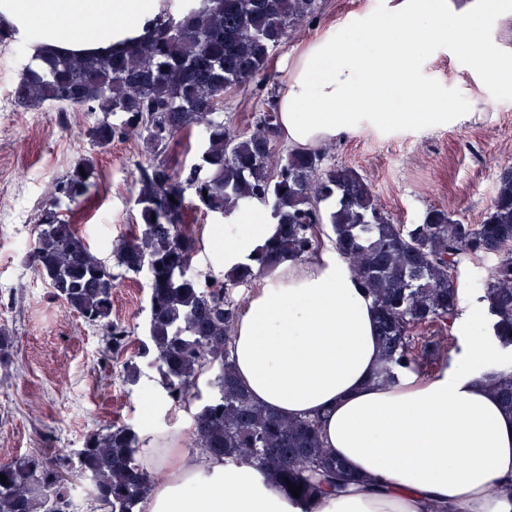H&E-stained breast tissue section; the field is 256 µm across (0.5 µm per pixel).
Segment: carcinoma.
<instances>
[{"label":"carcinoma","instance_id":"obj_1","mask_svg":"<svg viewBox=\"0 0 512 512\" xmlns=\"http://www.w3.org/2000/svg\"><path fill=\"white\" fill-rule=\"evenodd\" d=\"M320 0H200L181 14L165 12L143 40L99 54L54 55L34 69L23 65L13 98L23 106L52 102L102 114L89 130L105 149L136 137L151 161L140 171L136 224L141 234L111 244L125 273L147 274L150 318L140 358L155 369L174 406L199 400L191 446L227 463L248 462L265 472L288 499L314 512L328 490L354 479L324 448L318 422L284 418L259 405L236 376L231 333L240 304L233 290L252 287L261 271L319 251L328 235L373 300L380 343L377 382L397 384L420 374L437 356L438 342L423 332L458 315L456 275L465 262H491L478 301L493 337L512 348V168L498 178L495 197L478 224L430 206L413 224L384 211L353 167L326 163L321 149L279 147L273 102L251 133L224 124L221 108L232 91L267 77L273 50L314 19ZM194 162L174 170L156 156L173 142L191 147ZM97 171L83 158L57 180L38 218L32 260L56 298L106 330L105 352L122 353L127 328L111 319L116 276L93 253L62 205L78 203L95 186ZM263 206L274 234L249 262L201 279L192 265L196 239L189 210L228 219L239 208ZM208 376L202 399L198 380ZM503 407L512 412V364L489 373ZM141 441L129 424L88 433L67 457L70 472L91 482L100 512H140L158 476L140 464ZM0 512H71L63 469L33 451L0 463ZM302 487L292 496L288 484Z\"/></svg>","mask_w":512,"mask_h":512}]
</instances>
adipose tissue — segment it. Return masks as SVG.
Segmentation results:
<instances>
[{
  "label": "adipose tissue",
  "instance_id": "1",
  "mask_svg": "<svg viewBox=\"0 0 512 512\" xmlns=\"http://www.w3.org/2000/svg\"><path fill=\"white\" fill-rule=\"evenodd\" d=\"M188 0H0L27 56L123 46ZM94 29L88 44L79 30ZM465 57L475 74L512 87V8L506 0H381L349 14L293 62L275 100L289 146L316 148L364 128L440 122L417 111L434 91L419 61L430 51ZM275 232L252 205L215 237L225 268L245 262ZM497 341L471 329L456 365L397 386L375 381L380 363L371 298L335 249L263 273L232 337L238 378L261 404L287 417H317L325 447L357 476L383 485L326 496L317 512H512V413L484 374ZM147 470H166L143 512H299L249 464L184 451L147 431Z\"/></svg>",
  "mask_w": 512,
  "mask_h": 512
}]
</instances>
